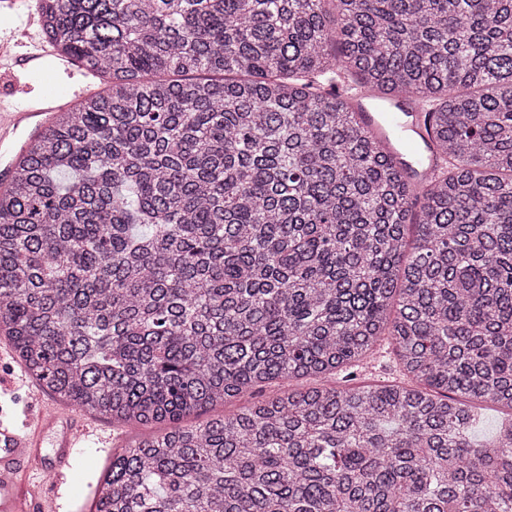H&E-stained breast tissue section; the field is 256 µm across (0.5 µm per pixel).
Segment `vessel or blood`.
<instances>
[{
    "label": "vessel or blood",
    "mask_w": 512,
    "mask_h": 512,
    "mask_svg": "<svg viewBox=\"0 0 512 512\" xmlns=\"http://www.w3.org/2000/svg\"><path fill=\"white\" fill-rule=\"evenodd\" d=\"M17 2L7 0L6 9H0V71L40 75L51 61L70 71V62L57 59L50 45L37 38V15L16 24L12 9ZM84 92L80 82L38 92L30 84L17 85L12 95L0 96V146L14 145L20 132L39 128L47 115ZM364 118L400 147V160L419 182H426L441 165L443 155L429 143L425 107L416 98L403 97L387 111L365 112ZM49 433L55 442L53 453L47 455L42 448ZM103 442L94 425L44 401L22 427L1 423L0 512H60L59 488L69 471L72 448Z\"/></svg>",
    "instance_id": "obj_1"
}]
</instances>
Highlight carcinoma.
Returning a JSON list of instances; mask_svg holds the SVG:
<instances>
[{"mask_svg":"<svg viewBox=\"0 0 512 512\" xmlns=\"http://www.w3.org/2000/svg\"><path fill=\"white\" fill-rule=\"evenodd\" d=\"M39 11L107 88L0 188V332L70 405L175 423L112 453L96 512H512V0ZM344 75L428 105L431 183ZM383 336L410 383L328 384ZM479 403L511 410L484 441Z\"/></svg>","mask_w":512,"mask_h":512,"instance_id":"1","label":"carcinoma"}]
</instances>
